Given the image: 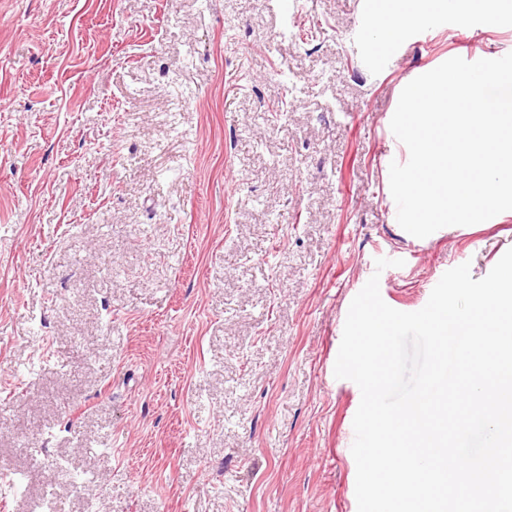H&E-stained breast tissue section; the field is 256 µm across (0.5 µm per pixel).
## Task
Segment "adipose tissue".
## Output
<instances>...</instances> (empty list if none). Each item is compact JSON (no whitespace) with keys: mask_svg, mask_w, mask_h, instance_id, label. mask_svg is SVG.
I'll return each mask as SVG.
<instances>
[{"mask_svg":"<svg viewBox=\"0 0 512 512\" xmlns=\"http://www.w3.org/2000/svg\"><path fill=\"white\" fill-rule=\"evenodd\" d=\"M402 7L396 15L380 18L376 23L379 38L386 43L396 40L403 26L431 22L436 15L447 11L458 18H467L472 4H480L484 15L497 19L503 0H400Z\"/></svg>","mask_w":512,"mask_h":512,"instance_id":"adipose-tissue-1","label":"adipose tissue"}]
</instances>
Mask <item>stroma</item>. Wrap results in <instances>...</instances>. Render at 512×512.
Returning <instances> with one entry per match:
<instances>
[{
	"label": "stroma",
	"mask_w": 512,
	"mask_h": 512,
	"mask_svg": "<svg viewBox=\"0 0 512 512\" xmlns=\"http://www.w3.org/2000/svg\"><path fill=\"white\" fill-rule=\"evenodd\" d=\"M392 13L0 0V512H358L351 301L512 248V210L420 239L389 187L403 88L512 52V13Z\"/></svg>",
	"instance_id": "1"
}]
</instances>
